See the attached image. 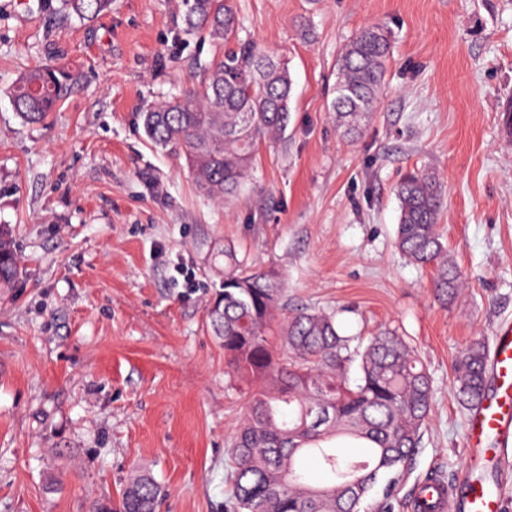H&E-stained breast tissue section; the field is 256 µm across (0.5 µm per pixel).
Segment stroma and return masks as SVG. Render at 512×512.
<instances>
[{
  "label": "stroma",
  "mask_w": 512,
  "mask_h": 512,
  "mask_svg": "<svg viewBox=\"0 0 512 512\" xmlns=\"http://www.w3.org/2000/svg\"><path fill=\"white\" fill-rule=\"evenodd\" d=\"M241 38L288 63L282 138L229 206L203 199L141 114L200 84L224 48L186 33L185 0H0V225L24 273L0 290V512H91L138 472L159 512H225L228 446L253 382L228 376L208 306L224 245L286 278L288 304L332 312L351 348L390 328L433 380L422 444L391 512L468 467L454 366L512 320V0H233ZM393 40L380 108L346 138L336 58L358 30ZM79 72L41 125L9 88L31 66ZM440 178L441 229L468 286L438 299L395 246V186ZM62 7L68 13L82 18H94L106 10L112 0H61Z\"/></svg>",
  "instance_id": "obj_1"
}]
</instances>
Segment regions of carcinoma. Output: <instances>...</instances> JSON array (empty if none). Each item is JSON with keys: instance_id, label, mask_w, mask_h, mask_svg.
<instances>
[{"instance_id": "cac0c4a2", "label": "carcinoma", "mask_w": 512, "mask_h": 512, "mask_svg": "<svg viewBox=\"0 0 512 512\" xmlns=\"http://www.w3.org/2000/svg\"><path fill=\"white\" fill-rule=\"evenodd\" d=\"M111 0H62L82 18L106 10ZM186 31H203L225 45L224 59L198 90L142 113L151 142L184 158L202 196L219 203L237 197L262 143L288 126L293 81L288 63L255 41L238 36L233 0H186ZM388 29L359 30L336 64V126L347 135L362 130L377 111L391 57ZM65 67L41 64L24 71L10 88L13 106L26 123H41L78 84ZM398 250L428 267L440 299L453 298L465 275L448 251L439 218L443 195L433 171L405 174L396 186ZM22 274L20 258L0 228V288ZM210 328L223 342L233 373L262 383L230 444V512H362L377 490L392 496L404 465L420 447L432 406V379L414 350L393 330L349 351L333 315L316 309L288 311L285 281L273 268H255L224 245V279L208 310ZM487 349L476 340L458 360L457 396L469 410L488 393ZM359 362L355 385L344 378ZM364 446L343 461L339 441ZM315 459L323 484L307 479ZM161 486L140 474L125 486L118 512H158Z\"/></svg>"}]
</instances>
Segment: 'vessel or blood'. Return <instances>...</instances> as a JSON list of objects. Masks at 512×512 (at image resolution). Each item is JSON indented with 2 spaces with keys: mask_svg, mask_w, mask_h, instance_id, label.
<instances>
[{
  "mask_svg": "<svg viewBox=\"0 0 512 512\" xmlns=\"http://www.w3.org/2000/svg\"><path fill=\"white\" fill-rule=\"evenodd\" d=\"M490 389L485 399L470 412L467 454L475 467L494 466L504 448L512 443V327L498 329L489 358ZM429 503L432 512H504L499 486L465 471L455 484L440 479L428 481L418 501L410 502L416 512L419 502Z\"/></svg>",
  "mask_w": 512,
  "mask_h": 512,
  "instance_id": "vessel-or-blood-1",
  "label": "vessel or blood"
}]
</instances>
